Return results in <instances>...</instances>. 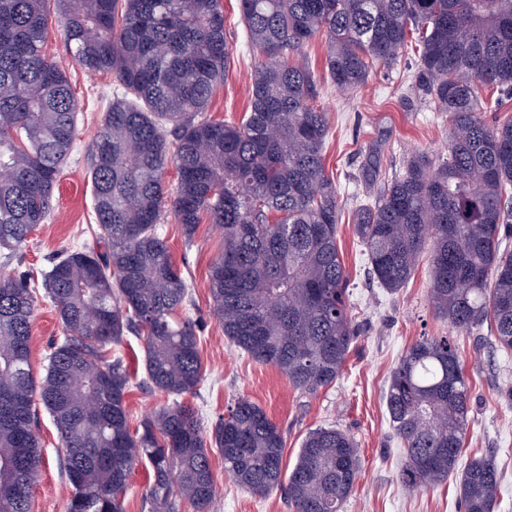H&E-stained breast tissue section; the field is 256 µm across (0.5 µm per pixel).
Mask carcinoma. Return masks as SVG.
Wrapping results in <instances>:
<instances>
[{"label":"carcinoma","instance_id":"cac0c4a2","mask_svg":"<svg viewBox=\"0 0 512 512\" xmlns=\"http://www.w3.org/2000/svg\"><path fill=\"white\" fill-rule=\"evenodd\" d=\"M250 49L262 56L249 112L238 123L207 117L231 48L222 0H0V258L8 265L44 223L80 107L67 73L43 46L55 11L72 59L112 75V102L92 142L95 222L108 253L66 248L42 282L0 276V512H30L43 466L35 401L64 449L67 512H125L139 462L151 467L148 512H212L211 449L240 487L282 486L295 512H342L360 468L354 439L310 431L284 474L285 440L257 404L240 397L206 441L179 397L202 381L198 336L180 311L189 288L159 233L166 214L186 243L207 219L222 248L210 270L213 313L224 335L255 361L315 393L339 377L359 336L337 246L340 205L325 170L327 113L314 72L292 56L326 33L330 81L352 93L373 65L416 46L411 91L448 114V159L416 153L382 177L376 149L362 165L374 203L354 230L377 282L402 288L428 256L429 302L451 329L489 324L512 352V120L478 89L512 98V0H240ZM176 165L167 189L164 172ZM67 336L30 363L37 291ZM144 338L146 381L171 401L130 429L132 385L118 347ZM387 410L403 445L399 475L411 491L458 471L472 393L448 336L410 345L393 370ZM288 484H283V477ZM491 455L461 471L463 512H497Z\"/></svg>","mask_w":512,"mask_h":512}]
</instances>
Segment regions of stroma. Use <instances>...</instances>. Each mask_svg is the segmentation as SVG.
<instances>
[{"instance_id": "stroma-1", "label": "stroma", "mask_w": 512, "mask_h": 512, "mask_svg": "<svg viewBox=\"0 0 512 512\" xmlns=\"http://www.w3.org/2000/svg\"><path fill=\"white\" fill-rule=\"evenodd\" d=\"M224 23L232 34L231 66L210 101L208 114L216 120L238 122L248 110L249 84L259 57L244 40L239 0H223ZM47 59L62 66L80 103L73 151L61 169L49 218L38 225L22 249L16 271L41 272L51 268L64 248L93 247L105 251L94 222L89 163L94 133L112 96V77L91 74L71 59L64 36L52 28L43 46ZM325 37L317 35L304 49V61L314 71L322 93L318 99L328 114L329 133L324 157L342 204L337 245L348 276V301L360 335L336 382L309 395L296 391L285 375L272 366L253 361L224 335L212 310L210 269L220 251L219 234L209 223L199 224L192 244H185L180 224L167 218L160 233L189 285L190 303L184 311L199 336L203 379L187 403L201 417L205 434L238 397L259 405L281 428L286 443L285 468H292L307 433L333 425L347 431L359 448L361 468L344 512H461L459 478L417 492L407 491L399 476V447L393 437L385 395L392 369L406 349L424 337L449 334L428 299L426 266L400 291L391 293L371 276L364 246L353 228L354 209L368 199L360 178L364 149L376 146L385 172L402 169L411 150L428 151L434 162L448 157V121L408 90V78L417 69L415 56L403 55L394 66H376L359 93L340 91L324 69ZM64 336L55 307L38 300L32 323L30 361L35 376H42L51 344ZM465 362L473 408L462 462L488 453L496 457L501 474L498 512H512V353L495 350L489 330L455 334ZM134 386L128 394L131 421L164 404V394L143 386L144 342L126 337L120 347ZM44 465L31 493V512H66L69 490L60 468L58 434L46 410H39L35 427ZM216 477L214 512H293L282 490L254 495L239 488L224 474L219 452L211 454Z\"/></svg>"}]
</instances>
